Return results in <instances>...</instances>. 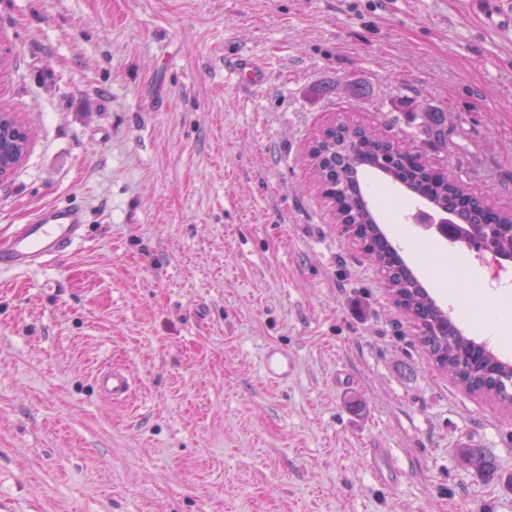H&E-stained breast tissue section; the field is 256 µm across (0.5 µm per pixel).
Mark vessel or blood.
I'll list each match as a JSON object with an SVG mask.
<instances>
[{
    "label": "vessel or blood",
    "instance_id": "b4317fda",
    "mask_svg": "<svg viewBox=\"0 0 512 512\" xmlns=\"http://www.w3.org/2000/svg\"><path fill=\"white\" fill-rule=\"evenodd\" d=\"M483 24L489 30L512 34V0H487ZM231 75L237 84L251 89L261 88L266 82L263 69L248 56L241 55L233 60ZM84 229L85 212L82 208L44 207L13 236L7 249L0 250V271L26 270L70 252L84 242ZM261 368L268 381L284 384L293 376L294 361L286 350L271 345L262 355ZM95 385L101 396L117 403L129 398L134 382L126 369L112 367L97 373ZM370 455L382 480L398 481L400 471L387 449H371Z\"/></svg>",
    "mask_w": 512,
    "mask_h": 512
}]
</instances>
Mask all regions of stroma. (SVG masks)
<instances>
[{"label":"stroma","mask_w":512,"mask_h":512,"mask_svg":"<svg viewBox=\"0 0 512 512\" xmlns=\"http://www.w3.org/2000/svg\"><path fill=\"white\" fill-rule=\"evenodd\" d=\"M481 17L474 0H0V107L33 132L0 181V247L42 207L86 211L73 253L0 272V512H512V408L428 356L306 154L347 117L512 212V38ZM240 55L260 90L235 84ZM389 195L381 226L405 225L439 304L457 273L485 278ZM270 344L295 359L288 384L261 372ZM110 366L133 377L124 403L96 388ZM231 75L237 84L251 89L261 88L266 82L263 69L248 56H238L232 62ZM370 455L373 467L382 480L389 483H396L399 480V468L386 448H371Z\"/></svg>","instance_id":"stroma-1"}]
</instances>
